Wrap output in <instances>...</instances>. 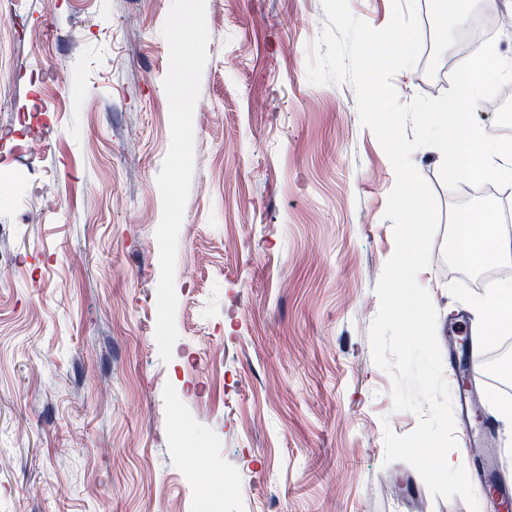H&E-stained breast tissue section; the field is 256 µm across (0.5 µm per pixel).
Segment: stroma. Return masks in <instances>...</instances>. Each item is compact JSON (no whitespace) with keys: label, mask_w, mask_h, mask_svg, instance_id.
Wrapping results in <instances>:
<instances>
[{"label":"stroma","mask_w":512,"mask_h":512,"mask_svg":"<svg viewBox=\"0 0 512 512\" xmlns=\"http://www.w3.org/2000/svg\"><path fill=\"white\" fill-rule=\"evenodd\" d=\"M416 7L404 103L476 49ZM325 22L321 0H24L0 19V174L23 178L0 207V512H469L385 459V431L421 420L394 411L369 336L395 174L353 84L307 79ZM412 162L438 216L418 279L442 356L472 363L512 261L463 270L449 227L512 191L452 192L432 147Z\"/></svg>","instance_id":"obj_1"}]
</instances>
